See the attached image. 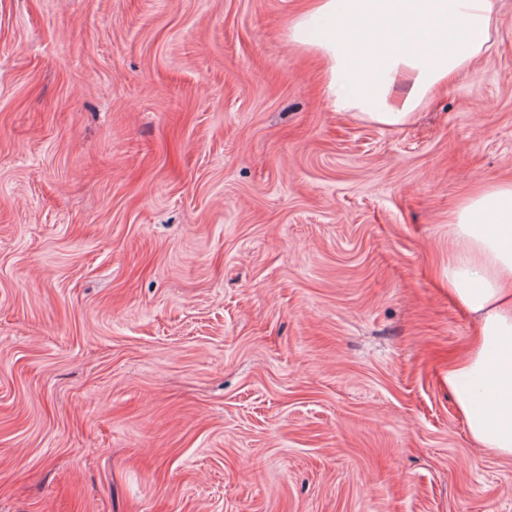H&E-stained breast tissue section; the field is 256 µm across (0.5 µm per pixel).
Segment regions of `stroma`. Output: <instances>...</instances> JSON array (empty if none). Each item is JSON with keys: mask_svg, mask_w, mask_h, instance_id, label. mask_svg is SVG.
<instances>
[{"mask_svg": "<svg viewBox=\"0 0 512 512\" xmlns=\"http://www.w3.org/2000/svg\"><path fill=\"white\" fill-rule=\"evenodd\" d=\"M300 0H0V512H512L448 212L512 180V0L407 125Z\"/></svg>", "mask_w": 512, "mask_h": 512, "instance_id": "35a3bbf8", "label": "stroma"}]
</instances>
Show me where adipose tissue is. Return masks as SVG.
Listing matches in <instances>:
<instances>
[{
    "mask_svg": "<svg viewBox=\"0 0 512 512\" xmlns=\"http://www.w3.org/2000/svg\"><path fill=\"white\" fill-rule=\"evenodd\" d=\"M492 23L493 0H307L288 36L323 60L337 111L399 127L471 65ZM448 230V296L473 324L448 392L472 441L512 458V182L476 186Z\"/></svg>",
    "mask_w": 512,
    "mask_h": 512,
    "instance_id": "obj_1",
    "label": "adipose tissue"
}]
</instances>
